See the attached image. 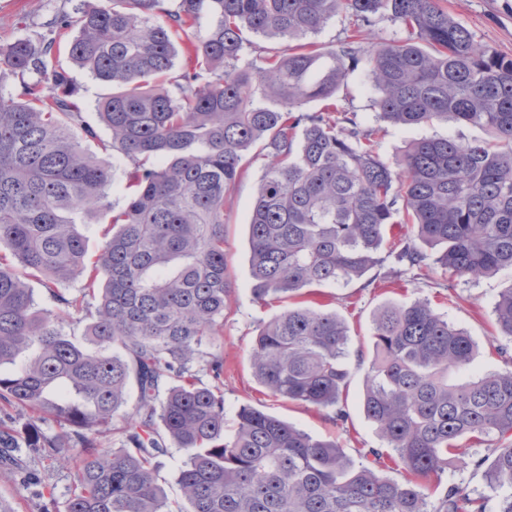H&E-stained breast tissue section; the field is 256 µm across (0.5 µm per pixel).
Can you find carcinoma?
<instances>
[{
  "mask_svg": "<svg viewBox=\"0 0 512 512\" xmlns=\"http://www.w3.org/2000/svg\"><path fill=\"white\" fill-rule=\"evenodd\" d=\"M340 14L349 25L338 45L311 40ZM383 16L405 36L366 43ZM185 39L194 61L176 73ZM59 41L111 88L97 108L122 166L120 206L107 192L115 173L83 148L95 133L73 102L79 87L50 66ZM0 65L20 77L16 95H0V413L16 412L0 422V468L33 483V448L74 469L64 512H173L157 477L173 448L188 504L179 512H487L460 486L434 506L419 480L492 441L472 465L502 490L496 512H512V370L448 381L474 346L429 303L374 315L362 406L393 454L372 448L370 465L249 406L225 435L224 358L201 351L224 335V203L253 148L266 159L249 220L262 305L347 285L386 244L408 270L448 273L449 289L512 271V57L441 0H81L48 43L0 44ZM351 77L373 125L339 97ZM441 117L486 137L420 139L392 162L380 154L382 124ZM76 211L112 212L93 253ZM393 224L440 250L386 241ZM33 278L57 311L36 307ZM73 281L80 288H64ZM75 313L87 319L80 341L63 327ZM493 314L512 338V287ZM348 344L336 313L299 302L259 329L253 374L274 397L343 424ZM47 419L60 434L41 433ZM388 461L406 482L376 472Z\"/></svg>",
  "mask_w": 512,
  "mask_h": 512,
  "instance_id": "obj_1",
  "label": "carcinoma"
}]
</instances>
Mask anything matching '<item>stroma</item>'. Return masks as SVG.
I'll return each mask as SVG.
<instances>
[{"mask_svg": "<svg viewBox=\"0 0 512 512\" xmlns=\"http://www.w3.org/2000/svg\"><path fill=\"white\" fill-rule=\"evenodd\" d=\"M79 0H0V43L28 37L40 42L51 33L57 18L72 13ZM449 14L474 31L491 50L512 57V0H444ZM53 67L68 70L80 87L78 104L88 125L96 132L84 143L104 166L113 163L111 151L104 145L111 133L100 121L96 104L105 88L88 72L73 67L66 54L51 58ZM455 135L463 139L483 137V130L453 121L431 126L404 129L387 127L379 138V151L385 158L403 153L413 141L432 136ZM243 164L247 174L235 196L224 205V259L231 287L230 308L224 315L221 351L224 355V419L226 433H233L237 413L249 405L273 414L317 439H338L346 454L357 463H370L369 449L382 447L383 442L373 423L360 407L365 388L367 363L360 356L372 347V316L387 303H430L438 313L465 329L475 342L472 373L512 369V339L492 327L493 304L501 291L512 287V275L504 273L476 282H458L447 290L448 279L438 268L407 273L405 280H395L394 261L382 257L379 264L363 277L348 285L326 284L320 288L319 303L344 319L350 335L347 362L352 372L345 395L349 419L338 427L329 422L322 411L297 405L270 395L255 379L251 353L260 327L280 313V306L256 303L250 289V246L248 217L256 185L264 161L254 152H247ZM33 465L41 479L38 491H31L20 481L0 476V500L15 512H63V503L74 485V474L50 459L34 458ZM467 488L471 496L492 500L493 493L482 472L464 460H450L447 469L430 476L423 485L431 502H438L448 484Z\"/></svg>", "mask_w": 512, "mask_h": 512, "instance_id": "1", "label": "stroma"}]
</instances>
